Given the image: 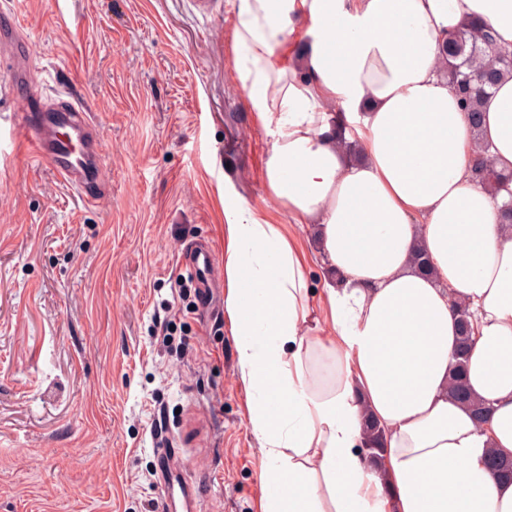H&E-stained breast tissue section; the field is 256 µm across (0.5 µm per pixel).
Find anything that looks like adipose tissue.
I'll return each mask as SVG.
<instances>
[{"label":"adipose tissue","mask_w":512,"mask_h":512,"mask_svg":"<svg viewBox=\"0 0 512 512\" xmlns=\"http://www.w3.org/2000/svg\"><path fill=\"white\" fill-rule=\"evenodd\" d=\"M512 50V0H239V81L270 140L267 193L323 255L332 339L305 254L246 202L224 206V310L263 512H512V228L472 175L476 147L512 171V79L473 131L438 46L468 20ZM306 24L307 45L291 36ZM343 112L341 149L333 113ZM428 258L420 270L416 255ZM474 327L448 392L459 310ZM383 433L364 454L365 424ZM461 314V336L459 348L455 354V363L452 371V384L450 392L457 400L473 405L477 418H483L487 413V408L480 404L472 403L465 389L463 377L466 366L467 353L471 342V322L466 308H462Z\"/></svg>","instance_id":"ef3b65f1"}]
</instances>
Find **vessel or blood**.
Wrapping results in <instances>:
<instances>
[{
  "label": "vessel or blood",
  "instance_id": "vessel-or-blood-1",
  "mask_svg": "<svg viewBox=\"0 0 512 512\" xmlns=\"http://www.w3.org/2000/svg\"><path fill=\"white\" fill-rule=\"evenodd\" d=\"M31 54V45L21 35L14 16L0 12V62L9 66V87L24 103L17 116V130L29 148L47 161L80 198L97 202L106 192L99 134L74 95H48L35 85ZM183 261L202 291L216 287L215 256L208 247H188Z\"/></svg>",
  "mask_w": 512,
  "mask_h": 512
}]
</instances>
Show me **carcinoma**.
Segmentation results:
<instances>
[{
    "label": "carcinoma",
    "mask_w": 512,
    "mask_h": 512,
    "mask_svg": "<svg viewBox=\"0 0 512 512\" xmlns=\"http://www.w3.org/2000/svg\"><path fill=\"white\" fill-rule=\"evenodd\" d=\"M441 54L446 58V74L468 112L474 129L481 122V104L499 80L512 78V51L494 46L491 30L478 21L468 22L448 36L441 44ZM476 178L493 195L505 192L501 212L512 225V174L497 173L493 165L479 156L474 167ZM471 322L467 311L461 314V336L455 354L450 392L457 400L472 404L465 389L463 377L467 353L471 342Z\"/></svg>",
    "instance_id": "carcinoma-1"
}]
</instances>
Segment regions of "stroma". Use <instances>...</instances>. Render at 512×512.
<instances>
[{
  "label": "stroma",
  "instance_id": "obj_1",
  "mask_svg": "<svg viewBox=\"0 0 512 512\" xmlns=\"http://www.w3.org/2000/svg\"><path fill=\"white\" fill-rule=\"evenodd\" d=\"M33 78L88 108L108 195L84 203L22 140L0 151V512H159L163 440L203 482L199 512H261L262 450L226 317L157 321L179 251L224 258V201L266 210L269 142L236 70L237 0H0ZM68 13L60 22L59 10Z\"/></svg>",
  "mask_w": 512,
  "mask_h": 512
}]
</instances>
